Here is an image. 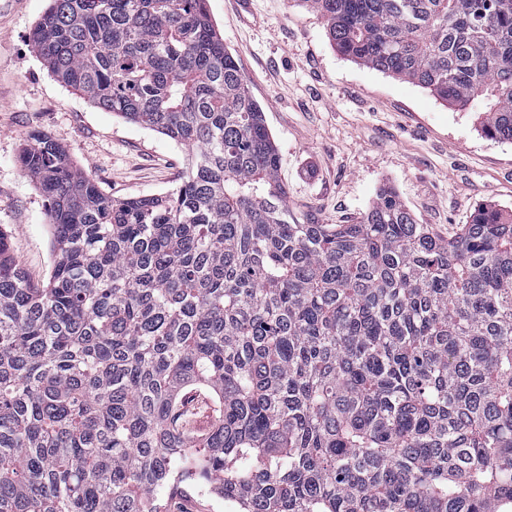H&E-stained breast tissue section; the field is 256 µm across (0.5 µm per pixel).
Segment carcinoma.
Returning a JSON list of instances; mask_svg holds the SVG:
<instances>
[{
	"mask_svg": "<svg viewBox=\"0 0 512 512\" xmlns=\"http://www.w3.org/2000/svg\"><path fill=\"white\" fill-rule=\"evenodd\" d=\"M302 2L512 142V0ZM31 41L189 155L173 192L113 198L22 146L54 267L31 284L0 229V512H168L186 482L238 512H512V212L443 235L384 186L357 224L300 223L207 0H49ZM190 387L217 405L197 437ZM205 403V398L200 394H189L184 399V409H194L193 411H198ZM206 410V407H203L199 410L197 414L189 413V415L186 418L185 423L183 424V429L190 435L198 436L204 434L208 428L210 427L211 421H212V414L208 417L209 420V426L204 431H199L196 427L197 420L204 417V412Z\"/></svg>",
	"mask_w": 512,
	"mask_h": 512,
	"instance_id": "cac0c4a2",
	"label": "carcinoma"
}]
</instances>
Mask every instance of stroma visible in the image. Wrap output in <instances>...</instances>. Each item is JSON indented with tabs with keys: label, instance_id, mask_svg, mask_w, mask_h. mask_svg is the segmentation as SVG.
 <instances>
[{
	"label": "stroma",
	"instance_id": "stroma-1",
	"mask_svg": "<svg viewBox=\"0 0 512 512\" xmlns=\"http://www.w3.org/2000/svg\"><path fill=\"white\" fill-rule=\"evenodd\" d=\"M47 0H0V228L30 281L53 270L45 202L17 161L35 131L68 150L116 198L175 190L187 150L94 107L60 83L30 34ZM210 16L262 108L280 159L287 205L303 224L358 223L381 186L394 187L417 223L448 233L471 211H512V142L481 133L479 106L368 69L331 46L302 0H207Z\"/></svg>",
	"mask_w": 512,
	"mask_h": 512
}]
</instances>
